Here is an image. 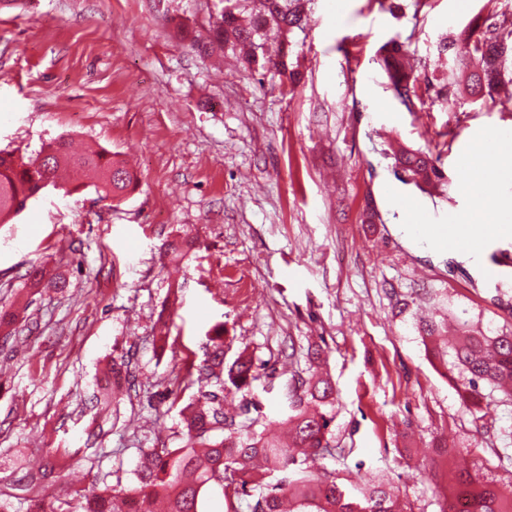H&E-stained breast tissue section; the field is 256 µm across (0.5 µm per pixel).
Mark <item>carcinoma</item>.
<instances>
[{
	"label": "carcinoma",
	"instance_id": "cac0c4a2",
	"mask_svg": "<svg viewBox=\"0 0 512 512\" xmlns=\"http://www.w3.org/2000/svg\"><path fill=\"white\" fill-rule=\"evenodd\" d=\"M309 0H224V10L212 22V42L233 48L245 47L241 67L279 76L283 93L294 91L296 76L289 68V34L307 23ZM477 31L467 26L443 49L455 50V61L474 69L473 88L486 90L492 105L505 104L495 97L505 83L512 84V13ZM405 43L388 42L379 64L390 89L406 107L422 100L419 75L406 67ZM74 169L85 179L83 187L94 189L102 199L122 200L135 187L137 178L112 152L88 148L73 152L63 137L41 145L27 158L0 151V224L22 213L46 183L66 194L72 190L58 181L59 172ZM416 178L423 190L435 186L442 174L430 155L405 150L394 157L393 174ZM29 288H62L61 276L46 277L44 268L31 266L24 275ZM421 336L429 357L460 381L458 389L465 411L477 422L483 407L512 403V326L475 329L463 323L453 343L445 341L448 326L435 319L422 323ZM208 359L197 372V381L215 379L238 392H250L259 379V367L246 351L232 363L224 362V329L217 326L209 338ZM112 376L120 388L136 390V378L128 362L112 364ZM288 404L290 435L284 445L256 430L258 419L244 410L239 418L224 414V400L213 391H203L182 407L183 445L180 448H149L142 451L133 494L75 492L72 498L52 496L32 499L28 512H153L158 501L164 512H204L209 489L217 486L224 497V512H404L382 483L361 473V466L338 480L336 473L317 474L309 460L333 455L331 426L336 419V388L331 378L318 372V365L293 371L284 393ZM456 491L472 500L470 512H512V496L505 497L495 485L480 483L470 474L457 479Z\"/></svg>",
	"mask_w": 512,
	"mask_h": 512
}]
</instances>
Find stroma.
<instances>
[{
  "instance_id": "stroma-1",
  "label": "stroma",
  "mask_w": 512,
  "mask_h": 512,
  "mask_svg": "<svg viewBox=\"0 0 512 512\" xmlns=\"http://www.w3.org/2000/svg\"><path fill=\"white\" fill-rule=\"evenodd\" d=\"M402 2L394 16L377 0H314L292 36L300 81L288 95L271 75L244 73L233 51L189 48L221 0L0 11V150L30 155L65 134L139 176L122 201L52 190L0 224V306L16 314L0 329V498L13 512L42 482L62 494L134 488L141 449L180 447L179 410L199 390L183 363H203L217 324L227 359L245 349L268 372L249 395L226 394L227 416L249 399L261 430L286 432L283 385L318 349L337 391L335 445L409 512H439L429 483L452 493L462 470L512 482V464L485 466L512 430V406L472 420L416 329L447 311L512 324V282L417 247L387 201L477 210L461 159L487 132H512V104L466 93L409 109L378 63L397 37L442 84L454 57L441 41L512 0ZM401 148L429 152L441 185L424 193L397 180ZM182 238L195 245L172 259L167 246ZM34 264L65 274L67 288H24ZM121 358L143 387L116 399L103 382Z\"/></svg>"
}]
</instances>
